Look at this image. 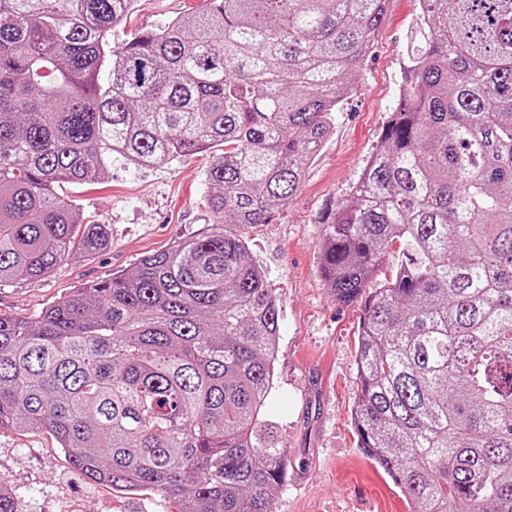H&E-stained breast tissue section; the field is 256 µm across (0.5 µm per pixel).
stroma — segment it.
I'll list each match as a JSON object with an SVG mask.
<instances>
[{
	"instance_id": "35a3bbf8",
	"label": "stroma",
	"mask_w": 512,
	"mask_h": 512,
	"mask_svg": "<svg viewBox=\"0 0 512 512\" xmlns=\"http://www.w3.org/2000/svg\"><path fill=\"white\" fill-rule=\"evenodd\" d=\"M204 0H136L113 44L131 32L175 17H192ZM420 17L419 0H388L386 16L362 64L359 84L336 115V127L310 161L298 193L267 224L245 227L250 259L259 264L281 307L278 357L264 418L288 450V475L275 512H409L400 490L357 446L352 409L354 362L364 304H338L319 272L324 209L348 198L350 187L401 90L406 39ZM213 152L135 170L120 164L101 182L76 193L85 215L112 226L102 254L75 253L42 281L0 288V313L36 317L47 304L90 281L131 269L144 254L212 223L203 171ZM0 483L16 493L21 512H173L154 490L121 493L91 484L73 469L50 432H0Z\"/></svg>"
}]
</instances>
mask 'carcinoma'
I'll list each match as a JSON object with an SVG mask.
<instances>
[{
	"label": "carcinoma",
	"mask_w": 512,
	"mask_h": 512,
	"mask_svg": "<svg viewBox=\"0 0 512 512\" xmlns=\"http://www.w3.org/2000/svg\"><path fill=\"white\" fill-rule=\"evenodd\" d=\"M205 2L115 46L133 0H0L1 287L111 246L61 186L220 151L213 223L34 319L0 313V429H45L88 479L176 512H274L281 308L239 228L297 191L388 0ZM422 3L380 146L318 218L319 269L365 302L358 448L410 512H512V0Z\"/></svg>",
	"instance_id": "carcinoma-1"
}]
</instances>
